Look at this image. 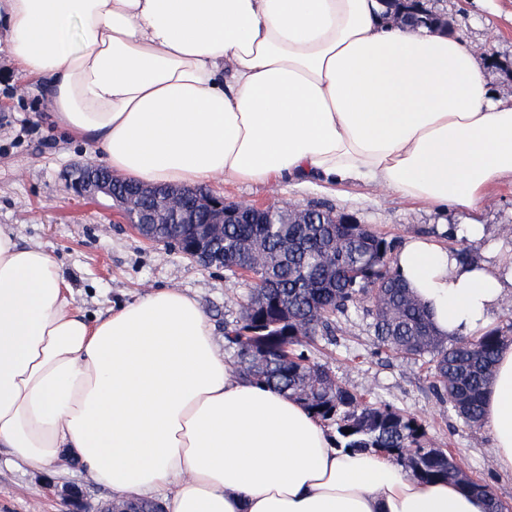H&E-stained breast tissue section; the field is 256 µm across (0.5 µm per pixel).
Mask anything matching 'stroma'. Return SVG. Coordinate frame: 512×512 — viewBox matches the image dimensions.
Listing matches in <instances>:
<instances>
[{"label": "stroma", "mask_w": 512, "mask_h": 512, "mask_svg": "<svg viewBox=\"0 0 512 512\" xmlns=\"http://www.w3.org/2000/svg\"><path fill=\"white\" fill-rule=\"evenodd\" d=\"M434 5L484 63L497 98L511 102L512 0L481 5L476 0H435ZM7 43L0 31V225L11 227L20 243H38L51 253L72 288L75 307L86 318H98L147 291L176 287L198 300L215 336L223 337L225 322L240 314L249 280L203 267L173 247L143 239L109 199L70 195L65 181L70 166L100 153L56 126L40 85L19 71ZM207 190L228 203L323 204L398 244L413 234L445 244L449 225L476 222L485 225L489 242L512 253L511 176L494 185L472 213L414 202L372 184L332 189L294 180L274 186L215 181ZM311 356L329 364L340 383L366 394L370 402L419 418L428 437L449 449L470 478L512 507V475L494 468L489 436L466 425L436 397L426 364L378 348L362 308H349L338 317L333 340L317 339ZM68 485L86 491L93 510L112 497L78 463L33 473L0 451V512H66L61 491Z\"/></svg>", "instance_id": "1"}]
</instances>
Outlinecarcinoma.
Masks as SVG:
<instances>
[{
	"instance_id": "cac0c4a2",
	"label": "carcinoma",
	"mask_w": 512,
	"mask_h": 512,
	"mask_svg": "<svg viewBox=\"0 0 512 512\" xmlns=\"http://www.w3.org/2000/svg\"><path fill=\"white\" fill-rule=\"evenodd\" d=\"M428 24L432 0H396ZM313 224H283L284 207H271L263 223L224 225L210 266H242L264 283L250 294L239 317L224 325V340L237 348L236 373L303 401L336 435V445L357 452L390 453L411 476L426 482L453 480L488 496L489 512L506 508L487 487L463 475L453 455L434 445L417 418L390 405L369 403L342 386L331 368L311 361L307 347L318 333L334 332L349 306L364 303L378 346L428 365L432 388L457 416L481 426L483 397L495 371L504 331L474 338L439 335L426 308L393 269L395 243L363 224H331L333 209L308 208ZM152 240L184 250L183 224L151 225ZM267 252L271 263H249V252ZM351 433L346 434L344 430ZM117 512H162L154 501L112 503Z\"/></svg>"
}]
</instances>
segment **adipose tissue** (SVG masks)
Here are the masks:
<instances>
[{
	"mask_svg": "<svg viewBox=\"0 0 512 512\" xmlns=\"http://www.w3.org/2000/svg\"><path fill=\"white\" fill-rule=\"evenodd\" d=\"M9 50L57 125L113 175L372 183L477 210L512 176V103L459 34L407 30L379 0H0ZM394 268L445 337L492 327L512 257L407 237ZM482 428L512 474V342ZM0 447L85 465L116 500L166 512H487L453 481L337 448L298 400L242 380L192 295L160 288L86 319L39 244L0 226Z\"/></svg>",
	"mask_w": 512,
	"mask_h": 512,
	"instance_id": "adipose-tissue-1",
	"label": "adipose tissue"
}]
</instances>
